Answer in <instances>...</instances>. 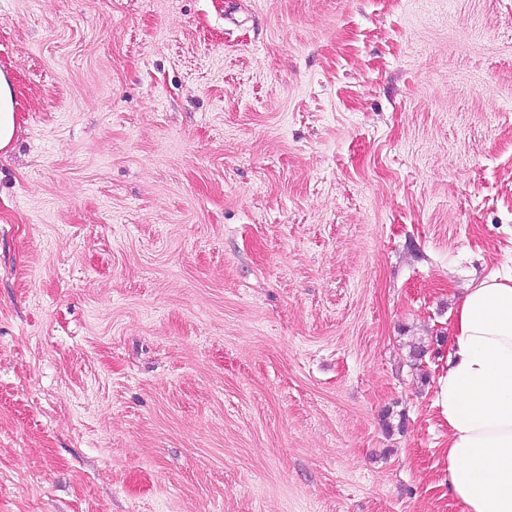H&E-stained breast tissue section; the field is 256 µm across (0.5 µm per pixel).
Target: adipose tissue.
<instances>
[{"label": "adipose tissue", "instance_id": "1", "mask_svg": "<svg viewBox=\"0 0 512 512\" xmlns=\"http://www.w3.org/2000/svg\"><path fill=\"white\" fill-rule=\"evenodd\" d=\"M435 406L449 494L466 512H512V275L466 288Z\"/></svg>", "mask_w": 512, "mask_h": 512}]
</instances>
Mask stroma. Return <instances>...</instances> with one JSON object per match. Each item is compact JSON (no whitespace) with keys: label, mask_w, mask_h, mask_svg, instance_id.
<instances>
[{"label":"stroma","mask_w":512,"mask_h":512,"mask_svg":"<svg viewBox=\"0 0 512 512\" xmlns=\"http://www.w3.org/2000/svg\"><path fill=\"white\" fill-rule=\"evenodd\" d=\"M0 70V512H463L512 0H0ZM17 125L13 87L6 73L0 70V151L13 143Z\"/></svg>","instance_id":"obj_1"}]
</instances>
